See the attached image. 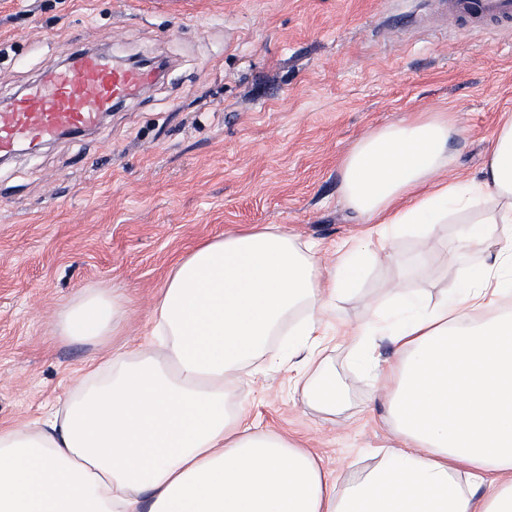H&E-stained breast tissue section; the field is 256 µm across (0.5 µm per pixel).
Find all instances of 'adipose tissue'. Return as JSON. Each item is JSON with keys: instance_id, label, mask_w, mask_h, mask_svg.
Here are the masks:
<instances>
[{"instance_id": "ef3b65f1", "label": "adipose tissue", "mask_w": 512, "mask_h": 512, "mask_svg": "<svg viewBox=\"0 0 512 512\" xmlns=\"http://www.w3.org/2000/svg\"><path fill=\"white\" fill-rule=\"evenodd\" d=\"M447 113H421L361 138L341 163L342 197L376 234L333 264L276 224L197 245L171 269L152 310L162 355L93 360L61 408L0 426V512H512V114L478 178H449ZM485 203L463 247L499 240L492 263L464 267L434 304L401 292L355 333L386 379L395 446L337 485L287 437L254 429L224 389L276 336L314 359L320 312L356 288L392 234L433 235ZM126 316L120 294L89 292L62 310L61 338L105 345ZM398 349L382 367L377 338Z\"/></svg>"}]
</instances>
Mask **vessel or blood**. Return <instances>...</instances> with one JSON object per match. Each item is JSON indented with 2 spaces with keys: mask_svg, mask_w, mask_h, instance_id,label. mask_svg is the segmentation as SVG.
I'll return each mask as SVG.
<instances>
[{
  "mask_svg": "<svg viewBox=\"0 0 512 512\" xmlns=\"http://www.w3.org/2000/svg\"><path fill=\"white\" fill-rule=\"evenodd\" d=\"M443 7L474 28L512 29V0H445ZM152 79L149 70L108 66L99 55L81 53L76 64L54 70L0 109V155L96 127L102 114L137 96Z\"/></svg>",
  "mask_w": 512,
  "mask_h": 512,
  "instance_id": "vessel-or-blood-1",
  "label": "vessel or blood"
}]
</instances>
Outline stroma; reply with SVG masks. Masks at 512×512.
<instances>
[{
    "label": "stroma",
    "instance_id": "stroma-1",
    "mask_svg": "<svg viewBox=\"0 0 512 512\" xmlns=\"http://www.w3.org/2000/svg\"><path fill=\"white\" fill-rule=\"evenodd\" d=\"M431 0H0V101L60 55L98 46L169 63L160 81L91 131L0 163V424L63 404L94 357L61 341L56 313L88 290L125 292L126 345H153V301L199 243L277 224L334 258L363 231L341 195V160L364 135L447 111L451 173L478 176L512 113V30L460 36L428 23ZM458 227L427 245L401 234L390 260L322 314L311 366L268 349L227 388L233 411L308 448L345 483L393 440L387 401L361 372L352 331L389 306L390 284L430 300L460 279ZM342 390L335 413L301 389Z\"/></svg>",
    "mask_w": 512,
    "mask_h": 512
}]
</instances>
